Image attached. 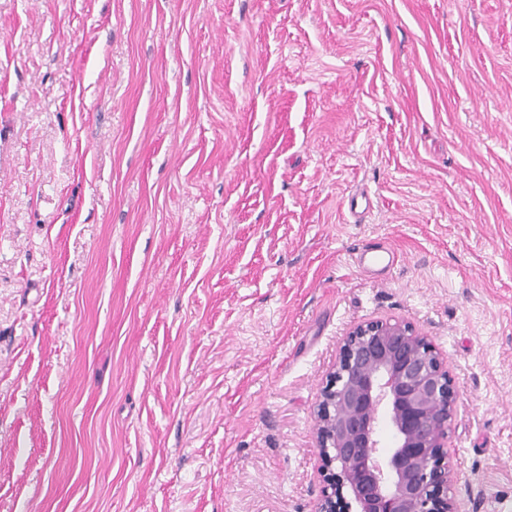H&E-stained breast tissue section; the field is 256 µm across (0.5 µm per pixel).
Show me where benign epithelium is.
<instances>
[{
	"instance_id": "1",
	"label": "benign epithelium",
	"mask_w": 512,
	"mask_h": 512,
	"mask_svg": "<svg viewBox=\"0 0 512 512\" xmlns=\"http://www.w3.org/2000/svg\"><path fill=\"white\" fill-rule=\"evenodd\" d=\"M454 399L448 361L428 336L395 319L354 326L314 417L316 512H336L346 488L358 512H458L449 496ZM382 416L394 430L390 448L377 431Z\"/></svg>"
}]
</instances>
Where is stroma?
<instances>
[{
    "instance_id": "35a3bbf8",
    "label": "stroma",
    "mask_w": 512,
    "mask_h": 512,
    "mask_svg": "<svg viewBox=\"0 0 512 512\" xmlns=\"http://www.w3.org/2000/svg\"><path fill=\"white\" fill-rule=\"evenodd\" d=\"M390 318L512 512V0H0V512H314ZM388 252L380 246H367L361 250L359 256H356L354 263L366 275L380 270L387 274L393 264V260L386 259L385 254Z\"/></svg>"
}]
</instances>
